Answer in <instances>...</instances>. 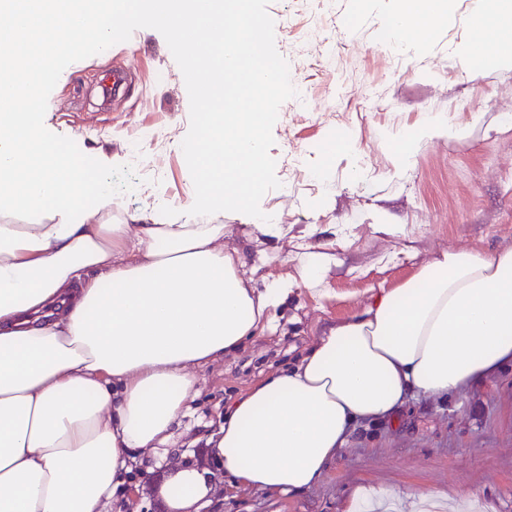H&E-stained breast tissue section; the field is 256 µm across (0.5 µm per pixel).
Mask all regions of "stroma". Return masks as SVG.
I'll return each instance as SVG.
<instances>
[{
  "instance_id": "obj_1",
  "label": "stroma",
  "mask_w": 512,
  "mask_h": 512,
  "mask_svg": "<svg viewBox=\"0 0 512 512\" xmlns=\"http://www.w3.org/2000/svg\"><path fill=\"white\" fill-rule=\"evenodd\" d=\"M491 5L453 0L447 24L425 44L393 54L376 43L392 0H334L330 11L320 0H250L266 23L267 54L288 75V89L265 101L262 199L288 235L265 240L228 203L224 247L243 257L258 288L299 278L306 253L332 263L320 285L294 287L271 310L270 329L197 369L198 395L167 449L135 455L107 512H166L159 487L186 460L212 487L193 512H364L380 501L409 512L406 495L424 492L447 494L452 512H512V367L445 397L409 395L395 418L358 421L300 492L233 485L207 442L254 382L294 365L325 324L360 310L372 290L395 287L444 251L512 249V68L465 69L452 56L471 36L468 17ZM189 65L187 45L140 15L113 34L109 53L88 41L57 59L43 85L40 133L77 164H97L101 149L111 156L113 210L185 201L212 110ZM115 69L127 70V89L105 106L96 81ZM298 84L311 89L304 108L291 92ZM431 113L464 136L423 140L397 168L393 134ZM345 135L352 148L337 150Z\"/></svg>"
}]
</instances>
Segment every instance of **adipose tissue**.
Returning a JSON list of instances; mask_svg holds the SVG:
<instances>
[{
  "label": "adipose tissue",
  "instance_id": "obj_1",
  "mask_svg": "<svg viewBox=\"0 0 512 512\" xmlns=\"http://www.w3.org/2000/svg\"><path fill=\"white\" fill-rule=\"evenodd\" d=\"M233 0H0V512H104L132 452L166 445L196 394L195 368L264 331L287 279L258 289L224 249L213 218L225 201L263 237L288 229L261 206L267 165L262 103L286 74L266 59V25ZM450 0H396L385 21L395 48L422 44ZM147 11L174 36L208 31L191 52L219 112L205 129L195 193L113 216L105 177L89 180L39 132L54 57L93 39L112 48L115 19ZM458 63L512 68V0L478 14ZM224 50L221 74L206 61ZM439 113L400 131L395 160L452 135ZM512 362V249L441 252L414 276L325 325L295 366L253 384L210 437L225 474L246 486L300 491L319 479L359 420L406 396L456 392ZM174 512L209 493L183 468L162 484Z\"/></svg>",
  "mask_w": 512,
  "mask_h": 512
}]
</instances>
